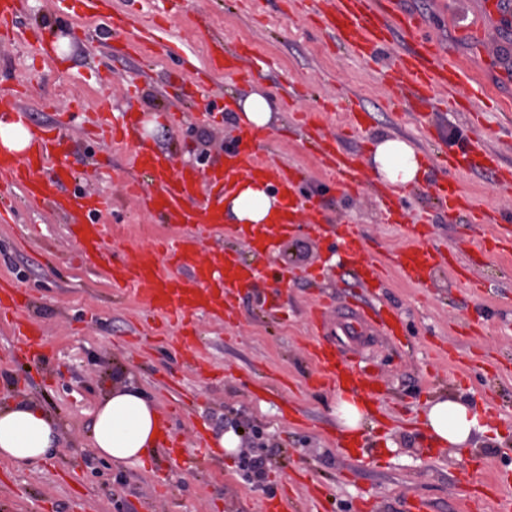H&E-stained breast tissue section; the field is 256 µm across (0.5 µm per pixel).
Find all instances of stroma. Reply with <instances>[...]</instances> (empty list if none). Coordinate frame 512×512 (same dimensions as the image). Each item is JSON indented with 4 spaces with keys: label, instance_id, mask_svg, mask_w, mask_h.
Returning <instances> with one entry per match:
<instances>
[{
    "label": "stroma",
    "instance_id": "35a3bbf8",
    "mask_svg": "<svg viewBox=\"0 0 512 512\" xmlns=\"http://www.w3.org/2000/svg\"><path fill=\"white\" fill-rule=\"evenodd\" d=\"M65 2L74 13L57 12L55 0H23V30L68 28L79 39L64 60L38 57L23 41L0 45V95L25 86L26 112L48 127L75 113L66 162L76 187L112 199L98 218L106 243L131 254L179 230L142 209L126 190L132 146L88 140L85 120L123 112L156 118L152 141L172 153L174 168L202 169L240 134L234 95L257 85L278 96L268 130L278 142V159L303 170L302 191L317 208L356 225L369 260L385 267L421 227L430 246L453 252L454 263L421 285L387 274L379 290L403 325L399 341H360L380 377V413L361 434L373 456L364 459L337 448L336 393L315 385L307 355L314 343L335 345L336 305L353 292L354 278L337 268L326 228L301 224L278 239L274 264L301 274L288 289L265 297L242 291L228 323L197 317L194 350L223 373L205 381L184 366V348L155 335L162 315L143 312L133 292L114 298L107 269L82 266L64 220L50 209L29 208L21 188L0 181V195L15 201L12 213L0 218V278L31 296L44 339L37 358L15 359L17 338L10 321L0 320V405L32 400L60 426L51 458L31 465L0 459V512H262L265 501L280 497L302 510L316 488L328 512H406L415 498L426 503V512H466L472 501L484 512H512V250L486 254L488 225L449 215L423 193L404 190L406 221L395 224L369 189L350 198L322 191L320 164L299 141L297 117L306 113L351 150L369 153L376 139L389 135L422 147L411 107L387 105L380 66L339 50L311 0H112L113 12H134L140 24L164 26L171 40L189 45L191 64L163 44L145 61L123 54L124 34L100 30L82 0ZM402 6L422 18L450 60L480 59L472 74L500 105L486 113L484 124L506 127L512 121V36L486 11L485 0H402ZM472 22L482 24L484 39L469 32ZM215 34L253 46L261 62L256 83L215 72L194 86ZM339 94L371 114L363 131L347 128L331 102ZM458 178L477 206L509 216L502 229L512 232V191L478 169ZM468 260L469 277L457 278L455 264ZM475 280L494 287L473 295ZM318 310L325 327L317 333L312 318ZM120 372L155 401L163 426L187 455L172 461L160 452L145 465L125 468L96 455V408ZM446 394L484 413L486 429L475 446H428L419 427L422 410ZM229 430L239 433L247 453L264 458L263 483L244 480L237 456L222 454L218 440ZM199 434L212 453L204 466L189 453Z\"/></svg>",
    "mask_w": 512,
    "mask_h": 512
}]
</instances>
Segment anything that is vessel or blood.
Masks as SVG:
<instances>
[{
    "instance_id": "1",
    "label": "vessel or blood",
    "mask_w": 512,
    "mask_h": 512,
    "mask_svg": "<svg viewBox=\"0 0 512 512\" xmlns=\"http://www.w3.org/2000/svg\"><path fill=\"white\" fill-rule=\"evenodd\" d=\"M318 17L337 43L364 61H376L382 53H392L387 70V85L392 97L405 98L419 119H426L427 109L470 113L480 120L487 109V94L482 85L468 80L461 64L444 57L433 37L428 34L421 18L405 11L401 0H321ZM17 0H0V38L15 36ZM166 38L164 28L146 27L136 40L127 43V50L148 54L155 44ZM250 49L228 50L223 39H214L209 54L211 70L238 76L249 81L254 73L246 63ZM138 120L127 117L122 127L112 128L111 137L134 139L131 155L136 173L128 177L127 185L140 195L142 205L165 214L170 224L181 227V235L169 238L163 249L148 248L135 255L108 247L103 228L95 220L97 213L109 206L108 199L89 191L65 190L71 180L57 158L67 136L66 127H59L55 136L35 125L30 129L31 140L22 155L0 152V178L21 185L30 204H45L59 213L68 224V234L80 247L85 265L96 269L108 268L113 287L135 286L141 307L173 319L179 333L172 344L186 345L193 338L194 317L201 312L218 319L234 313V301L240 289L255 282V268L240 256L221 250L206 251L201 247L203 235L210 226L224 221V195L234 189L240 178L260 180L286 204L283 217L276 223L252 231L250 242L257 255L272 248V239L286 235L301 223L323 224L322 213L310 211L299 197V169L263 155L258 145L239 137L224 147V159L209 171L173 173L169 153L140 139ZM305 142L318 153L326 173L325 191L349 195L371 183L359 153L341 147L337 139L328 137L316 122H305ZM480 156L483 167L493 173L503 187L512 186V163L504 162L482 140H465L459 150L436 149L430 156L448 179L432 184L433 193L449 210L467 214L470 223L496 224L499 214L491 209L477 208L470 195L461 189L455 172L466 167L468 155ZM336 239L350 261L362 257L361 239L353 225H343ZM439 249L416 241L395 254L391 260L399 278L405 282H420L441 258ZM172 266L164 273L162 264ZM381 275L376 268L360 276L361 297L336 310V327L347 338L364 331L372 335L396 337L400 331L389 311L365 301V294L374 293ZM20 291L15 285L0 283V313L14 312V331L20 338L19 351L30 354L43 346L42 337L31 328L28 318L19 316ZM309 356L317 367V381L340 391H360L368 399H376L375 381L364 370H355L349 361L339 359L335 350L316 344Z\"/></svg>"
}]
</instances>
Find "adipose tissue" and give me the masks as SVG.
I'll use <instances>...</instances> for the list:
<instances>
[{
    "label": "adipose tissue",
    "mask_w": 512,
    "mask_h": 512,
    "mask_svg": "<svg viewBox=\"0 0 512 512\" xmlns=\"http://www.w3.org/2000/svg\"><path fill=\"white\" fill-rule=\"evenodd\" d=\"M234 104L238 126L253 132L270 127L276 102L267 91L255 88L236 96ZM368 163L378 180L396 192L420 184L427 174L420 151L397 136L378 139ZM225 213L231 223L258 226L274 223L280 208L265 183L249 179L227 194ZM421 425L433 448L468 447L483 429L473 404L444 397L427 401ZM161 428L156 404L133 383L116 380L99 402L93 444L114 465H140L155 456ZM59 438L56 418L40 405L20 400L0 406L1 458L18 464L46 459Z\"/></svg>",
    "instance_id": "1"
}]
</instances>
